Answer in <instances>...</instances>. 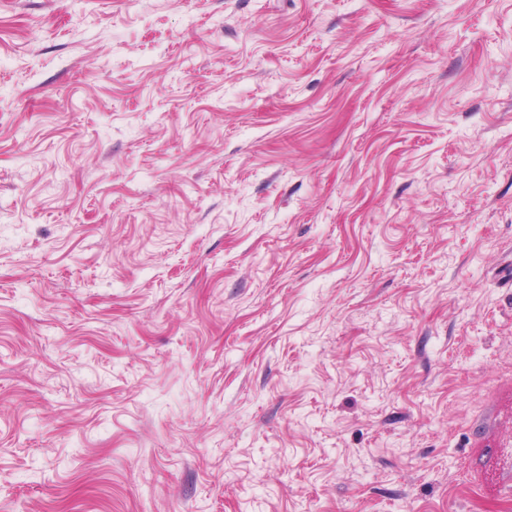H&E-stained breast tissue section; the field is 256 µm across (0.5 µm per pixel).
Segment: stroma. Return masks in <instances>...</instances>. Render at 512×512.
I'll list each match as a JSON object with an SVG mask.
<instances>
[{
	"label": "stroma",
	"mask_w": 512,
	"mask_h": 512,
	"mask_svg": "<svg viewBox=\"0 0 512 512\" xmlns=\"http://www.w3.org/2000/svg\"><path fill=\"white\" fill-rule=\"evenodd\" d=\"M0 512H512V0H0Z\"/></svg>",
	"instance_id": "1"
}]
</instances>
